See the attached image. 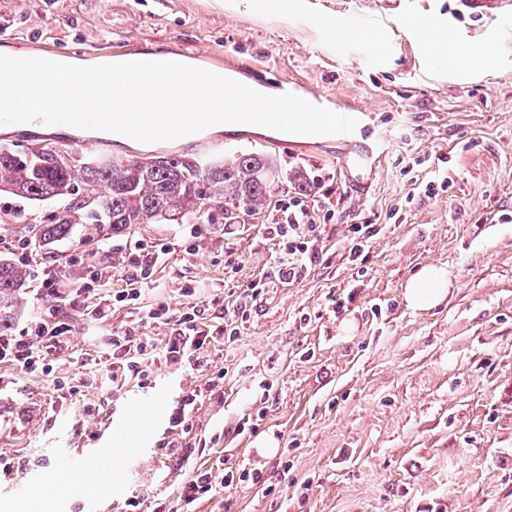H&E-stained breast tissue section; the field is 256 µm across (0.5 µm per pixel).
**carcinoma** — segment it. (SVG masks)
<instances>
[{
    "mask_svg": "<svg viewBox=\"0 0 512 512\" xmlns=\"http://www.w3.org/2000/svg\"><path fill=\"white\" fill-rule=\"evenodd\" d=\"M89 187L80 204L71 203L73 184ZM276 165L272 158L242 152L227 159L200 160L159 155L146 160L114 157L86 162L40 148L30 162L15 150L0 148V194L14 208L0 216L5 224H23L20 238L38 230L45 242L69 237L78 224H94L99 240L123 235L138 224H233L240 213H257L272 196ZM53 206L42 224L40 206ZM29 272L0 255V335H10L21 312Z\"/></svg>",
    "mask_w": 512,
    "mask_h": 512,
    "instance_id": "1",
    "label": "carcinoma"
}]
</instances>
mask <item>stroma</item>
Returning a JSON list of instances; mask_svg holds the SVG:
<instances>
[{"label": "stroma", "mask_w": 512, "mask_h": 512, "mask_svg": "<svg viewBox=\"0 0 512 512\" xmlns=\"http://www.w3.org/2000/svg\"><path fill=\"white\" fill-rule=\"evenodd\" d=\"M454 0H0V51L84 61L151 49L256 79L298 97L320 95L368 113L358 135L373 168L346 169L347 145L261 127L210 129L191 141L109 142L99 136L0 132L23 144L83 159L162 151L228 157V144L273 157L285 172L318 182L305 204L324 231L304 276L281 279L269 225L282 223L280 183L270 204L235 224H142L98 243L94 225L33 249L25 317L45 318L41 288L57 276L72 295L89 268L127 284L130 246L165 247L150 266L142 302L197 303L207 323L242 309L237 334L217 337L198 361L156 362L148 378L99 387L113 332L164 347L160 321L115 307L97 319V296L61 308L64 343L51 369L0 364V512H112L136 494L175 498L188 465L217 457L258 470L257 485L216 489L192 512H512V32L488 18L457 16ZM425 23L413 22V15ZM365 19L336 31L339 17ZM457 45L458 54L448 52ZM487 48L489 62L461 52ZM373 235L352 257L351 225ZM448 271L447 299L410 310L406 282L423 266ZM206 290L187 297L190 281ZM257 297L244 291L255 282ZM223 375L220 391L208 381ZM197 400L190 433L169 432L177 401ZM244 431H237V424ZM278 443L261 455L265 438ZM207 439L199 448V439ZM111 441L103 463L95 448ZM69 489L57 493L49 482ZM112 494L91 505L86 483Z\"/></svg>", "instance_id": "35a3bbf8"}]
</instances>
